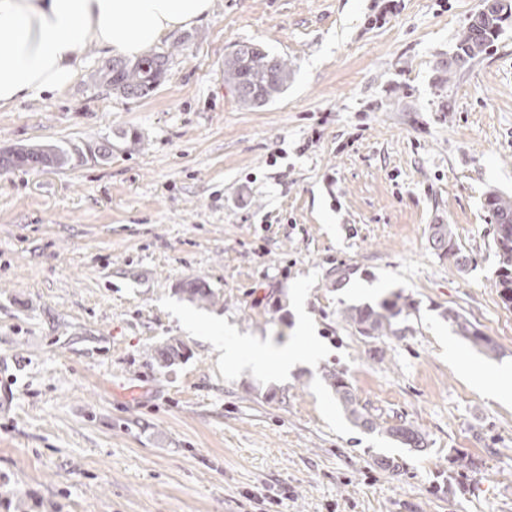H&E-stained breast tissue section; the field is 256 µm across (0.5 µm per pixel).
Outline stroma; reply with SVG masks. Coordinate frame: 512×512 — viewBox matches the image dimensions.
<instances>
[{
    "instance_id": "obj_1",
    "label": "stroma",
    "mask_w": 512,
    "mask_h": 512,
    "mask_svg": "<svg viewBox=\"0 0 512 512\" xmlns=\"http://www.w3.org/2000/svg\"><path fill=\"white\" fill-rule=\"evenodd\" d=\"M482 0H214L164 37L149 96L94 87L89 47L66 89L0 110V151L124 132L106 162L0 167V512H512V306L484 198L512 195V17L451 66ZM250 41L295 75L239 105L224 56ZM451 225L459 270L428 242ZM345 270L337 281V270ZM199 278L217 295L179 292ZM401 294L404 335H359L350 305ZM322 356L279 376L219 366L227 324ZM493 338L488 354L449 313ZM183 357L155 360L171 341ZM360 406L421 431L416 452L354 427ZM465 455L476 470L459 469Z\"/></svg>"
}]
</instances>
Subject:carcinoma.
<instances>
[{
    "instance_id": "carcinoma-1",
    "label": "carcinoma",
    "mask_w": 512,
    "mask_h": 512,
    "mask_svg": "<svg viewBox=\"0 0 512 512\" xmlns=\"http://www.w3.org/2000/svg\"><path fill=\"white\" fill-rule=\"evenodd\" d=\"M512 13V0L502 6L498 14L482 21V27L469 23L457 47L455 62L467 63L484 53L499 36L504 16ZM173 53L150 48L134 61L114 57L95 69L91 83L96 87H108L126 98H142L155 91L163 82L169 69ZM294 71L288 63L260 45L252 42H238L224 56V84L236 93L238 103L247 109L261 108L275 100L293 79ZM96 155V159L107 161L112 158V140H101L82 146L71 144L23 145L0 154V167L29 169H64L85 162V152ZM485 208L491 213L496 225L494 244L499 257L498 280L502 302L512 305V195L490 191L484 200ZM429 243L441 257H445L462 270L468 265L469 257L463 252L448 224H433L430 227ZM189 300L210 303L215 293L199 281H191L179 289ZM411 304L402 295L382 300L378 305L351 306L341 312L342 319L357 333L368 339L399 336L403 313ZM448 319L455 324L456 333L486 352L495 353L498 346L466 317L448 313ZM180 344H168L159 353V367L169 368L180 357ZM329 387L349 420L355 426L368 432L385 434L406 448L422 451L427 447L426 438L414 426L405 423L391 424L378 422L359 406L350 384L342 372L326 375Z\"/></svg>"
}]
</instances>
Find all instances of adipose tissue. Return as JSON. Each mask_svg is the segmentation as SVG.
<instances>
[{
    "instance_id": "adipose-tissue-1",
    "label": "adipose tissue",
    "mask_w": 512,
    "mask_h": 512,
    "mask_svg": "<svg viewBox=\"0 0 512 512\" xmlns=\"http://www.w3.org/2000/svg\"><path fill=\"white\" fill-rule=\"evenodd\" d=\"M212 0H0V109L69 86L89 46L134 58L209 16ZM265 348L227 338L218 363L264 369Z\"/></svg>"
}]
</instances>
